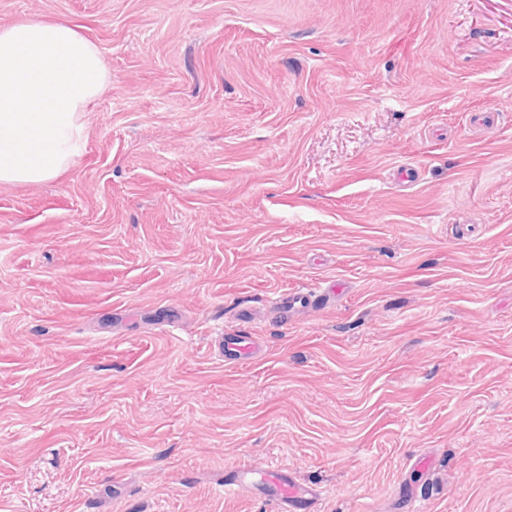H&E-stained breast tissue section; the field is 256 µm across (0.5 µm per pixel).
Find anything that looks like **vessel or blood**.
Returning a JSON list of instances; mask_svg holds the SVG:
<instances>
[{"label":"vessel or blood","instance_id":"vessel-or-blood-1","mask_svg":"<svg viewBox=\"0 0 512 512\" xmlns=\"http://www.w3.org/2000/svg\"><path fill=\"white\" fill-rule=\"evenodd\" d=\"M343 284L330 281L319 294L297 290L277 294L275 303L282 316L288 317L298 309H309L320 301L342 295ZM226 362L246 363L257 359L263 345L254 336H227L220 344ZM224 491L228 494L248 493L276 502L279 512H316L320 499L317 487L299 482L292 474L251 464L230 470L224 475Z\"/></svg>","mask_w":512,"mask_h":512}]
</instances>
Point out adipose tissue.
Masks as SVG:
<instances>
[{"mask_svg": "<svg viewBox=\"0 0 512 512\" xmlns=\"http://www.w3.org/2000/svg\"><path fill=\"white\" fill-rule=\"evenodd\" d=\"M108 83L100 51L68 21L0 26V183H43L68 170Z\"/></svg>", "mask_w": 512, "mask_h": 512, "instance_id": "ef3b65f1", "label": "adipose tissue"}]
</instances>
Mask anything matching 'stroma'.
Returning <instances> with one entry per match:
<instances>
[{
    "label": "stroma",
    "mask_w": 512,
    "mask_h": 512,
    "mask_svg": "<svg viewBox=\"0 0 512 512\" xmlns=\"http://www.w3.org/2000/svg\"><path fill=\"white\" fill-rule=\"evenodd\" d=\"M35 17L111 82L0 184V512H277L225 494L251 463L512 512V0H0ZM344 286L336 281L326 282V286L321 288V292L317 295L297 290L285 291L277 294L274 298L275 304L279 309L281 316H291L296 309H309L314 307L320 301L326 299H336L342 295ZM221 354L228 363H248L262 355L263 345L256 336H224Z\"/></svg>",
    "instance_id": "35a3bbf8"
}]
</instances>
